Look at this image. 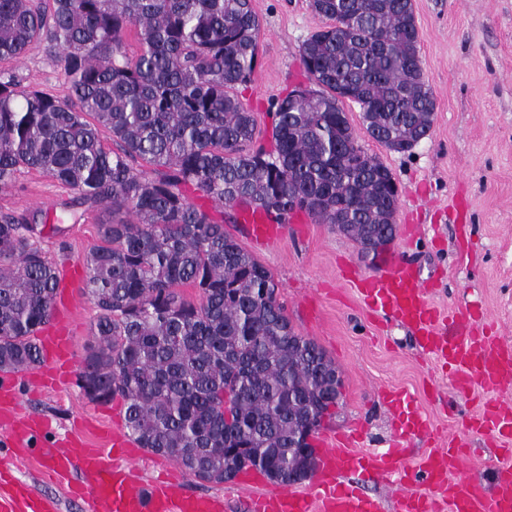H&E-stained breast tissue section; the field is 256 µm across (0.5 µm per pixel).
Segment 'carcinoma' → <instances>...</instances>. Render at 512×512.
Wrapping results in <instances>:
<instances>
[{
    "instance_id": "cac0c4a2",
    "label": "carcinoma",
    "mask_w": 512,
    "mask_h": 512,
    "mask_svg": "<svg viewBox=\"0 0 512 512\" xmlns=\"http://www.w3.org/2000/svg\"><path fill=\"white\" fill-rule=\"evenodd\" d=\"M309 6L328 20L300 47L313 89L275 100L267 149L238 97L258 56L251 0H0V63L44 42L70 90L61 99L0 70V186L27 169L74 191L71 217L112 210L83 259L99 315L79 386L96 403L121 397L140 447L200 481L254 469L289 484L306 423L332 418L341 389L269 270L187 188L276 220L304 213L367 256L373 232L395 235L398 202L389 169L344 135L340 103L358 105L368 135L397 153L428 135L436 108L412 0ZM105 131L119 151L104 146ZM47 220L0 212V371L41 360L35 333L52 318L59 279L35 245ZM183 285L199 304L182 299Z\"/></svg>"
}]
</instances>
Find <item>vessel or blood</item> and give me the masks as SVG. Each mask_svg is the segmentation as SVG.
<instances>
[{
	"mask_svg": "<svg viewBox=\"0 0 512 512\" xmlns=\"http://www.w3.org/2000/svg\"><path fill=\"white\" fill-rule=\"evenodd\" d=\"M237 211L255 245L279 236L280 225L260 208L241 204ZM355 284L368 307L413 331L418 347L452 374L458 394H468L476 384L492 393L512 385V341L499 336L493 326L481 325L479 315L470 312L444 319L429 302L417 271L399 256L385 260L378 273L356 278ZM36 341L42 364L27 379L0 371V433L6 448L0 456V512H60L56 498L36 493L12 476L14 465L39 457L51 458L54 473L69 482L70 498L81 501L86 512H225L226 497L184 492L181 478L146 484L136 480L128 464L131 443L120 427H113L107 451L81 440L50 439L46 421L21 419L17 405L27 387L48 385L58 373L71 381L77 378L63 326L47 324ZM385 398L393 429L388 448L360 452L356 434L327 435L309 492L271 489L251 497L248 512H384L382 499L344 481L348 472L383 483L395 512H512L511 406L487 401L477 420L500 444L494 482L488 485L481 478L461 475L462 443L455 439L444 447L430 446L416 471L405 470L402 461L410 440L432 435L433 429L410 398L392 391ZM415 482L424 484V492L411 491Z\"/></svg>",
	"mask_w": 512,
	"mask_h": 512,
	"instance_id": "obj_1",
	"label": "vessel or blood"
}]
</instances>
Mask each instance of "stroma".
Listing matches in <instances>:
<instances>
[{"label":"stroma","instance_id":"obj_1","mask_svg":"<svg viewBox=\"0 0 512 512\" xmlns=\"http://www.w3.org/2000/svg\"><path fill=\"white\" fill-rule=\"evenodd\" d=\"M260 18L257 65L239 97L253 112L262 144H269V110L277 98L307 85L302 43L325 21L309 0H252ZM420 56L436 110L429 135L406 154L371 139L357 105L344 110L358 142L392 172L399 187L397 234L390 252L416 265L429 280V301L457 315L472 306L512 338V0H413ZM26 85L66 97L68 83L44 45H32L12 65ZM73 192L34 172L17 173L0 188V211L58 210ZM102 209L87 212L64 235L45 229L38 241L46 257L84 277L83 256L98 245ZM272 274L279 299L301 335L335 362L343 381L340 406L324 432L361 431L362 450L383 448L389 423L379 392L410 396L433 428L468 443L463 470L493 480V443L471 428L487 395L473 387L466 396L452 386L447 370L418 350L411 331L365 307L350 276L371 275L379 263L364 259L352 239L329 224L293 215L282 237L255 250ZM98 314L77 295L62 314L75 361L93 343L90 327ZM25 415L46 420L58 437L74 436L92 447L107 445L106 432L124 409L122 399L90 401L74 383H60L49 395L22 398ZM52 463L33 459L16 476L35 490L63 498L62 512H83L52 482Z\"/></svg>","mask_w":512,"mask_h":512}]
</instances>
